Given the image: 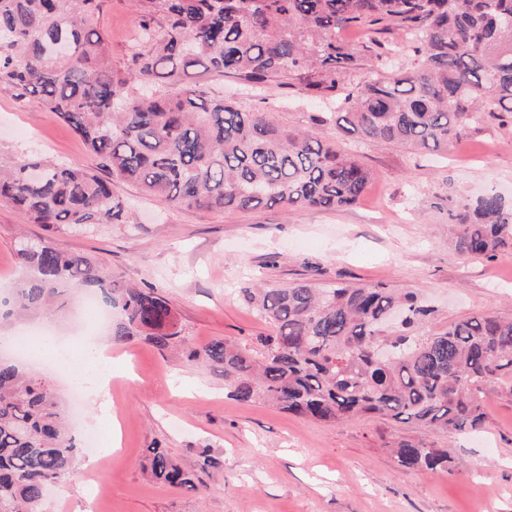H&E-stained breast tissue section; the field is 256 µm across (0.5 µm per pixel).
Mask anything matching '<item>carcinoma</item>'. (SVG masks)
<instances>
[{"instance_id": "obj_1", "label": "carcinoma", "mask_w": 512, "mask_h": 512, "mask_svg": "<svg viewBox=\"0 0 512 512\" xmlns=\"http://www.w3.org/2000/svg\"><path fill=\"white\" fill-rule=\"evenodd\" d=\"M106 0H0V87L39 97L110 178L39 157L0 156V204L33 224H123L112 178L173 207L284 212L355 204L370 171L350 137L439 151L498 112L512 113V0H130L141 37L126 68L112 66L93 21ZM395 29L408 43L366 47L371 78L349 82L364 57L339 38L349 27ZM410 47L417 64L390 70ZM251 89L287 86L336 107L335 135L287 130L273 112H248L190 68ZM457 251L492 260L512 247V201L490 189L448 198ZM16 253L26 274L0 300V322L49 316L72 293L95 291L119 312L112 341L143 336L161 350L224 374L240 403L263 400L302 418L340 423L379 416L448 434L481 428L489 386L512 394V320L483 313L427 336L435 309L382 285L285 288L247 281L243 300L272 326L258 349L215 339L189 348L167 298L127 286L88 255L40 236ZM54 382L0 359V512H45L47 490L73 470L79 448ZM398 466L448 469L447 452L411 440ZM202 454L179 462L147 449L143 471L201 493Z\"/></svg>"}]
</instances>
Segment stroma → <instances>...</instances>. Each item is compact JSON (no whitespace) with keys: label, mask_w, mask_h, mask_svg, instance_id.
I'll use <instances>...</instances> for the list:
<instances>
[{"label":"stroma","mask_w":512,"mask_h":512,"mask_svg":"<svg viewBox=\"0 0 512 512\" xmlns=\"http://www.w3.org/2000/svg\"><path fill=\"white\" fill-rule=\"evenodd\" d=\"M94 25L123 68L140 38L129 0H108ZM214 92L245 110H270L283 126L330 135L325 108L293 90H247L232 79ZM373 174L362 197L333 211H208L173 208L128 182L113 185L129 205L123 224L87 228L26 223L0 207V295L23 271L20 232L93 255L118 280L157 288L178 313L182 334L201 347L223 338L242 346L270 327L239 296L252 279L285 287L308 281L382 285L413 292L435 308L424 334L481 313L512 320V248L490 261L460 255L439 201L493 189L512 198V118L475 126L447 151L419 153L392 143L350 145ZM0 153L48 157L101 169L80 139L35 97L0 87ZM112 419L118 424L106 458L81 451L46 512H512V396L492 392L478 432L454 438L438 430L367 418L328 425L263 402L224 394L219 373L161 353L137 336L113 344ZM411 439L447 450L448 470L403 471L390 450ZM177 457L220 460L202 479L203 493L149 482L147 448ZM104 487L88 497V477Z\"/></svg>","instance_id":"1"}]
</instances>
